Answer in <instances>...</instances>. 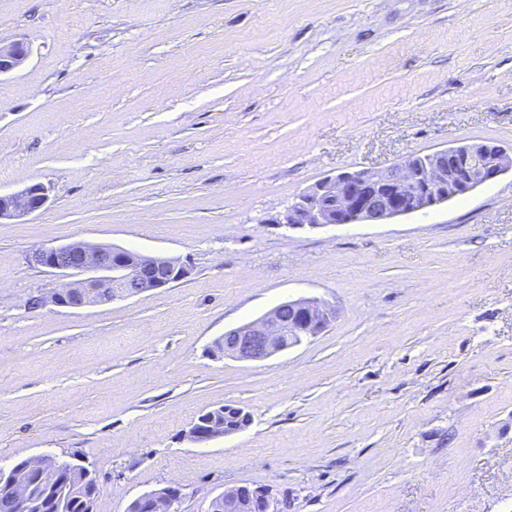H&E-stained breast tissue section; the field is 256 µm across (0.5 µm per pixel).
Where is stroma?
Instances as JSON below:
<instances>
[{
  "instance_id": "35a3bbf8",
  "label": "stroma",
  "mask_w": 512,
  "mask_h": 512,
  "mask_svg": "<svg viewBox=\"0 0 512 512\" xmlns=\"http://www.w3.org/2000/svg\"><path fill=\"white\" fill-rule=\"evenodd\" d=\"M0 468L82 457L95 512L271 488L286 512H512V172L385 224L286 229L326 177L512 147V0H0ZM73 240L179 259L177 286L78 309L31 262ZM317 297L259 362L225 330ZM245 430L187 440L197 415ZM29 53V45L23 39H15L5 45L0 42V75L21 68ZM49 201V190L42 183H33L20 191L0 194V221L29 216L42 211ZM289 306L295 310L296 318L286 321L280 312ZM335 320V311L318 298H300L280 303L260 318L224 332L230 344L224 351V337L213 344V351L228 355L242 362H258L270 358L304 339L319 336ZM297 336L290 344L288 337ZM182 495V489L179 486L168 485L163 490L145 493L139 497V502L144 506V512H176Z\"/></svg>"
}]
</instances>
